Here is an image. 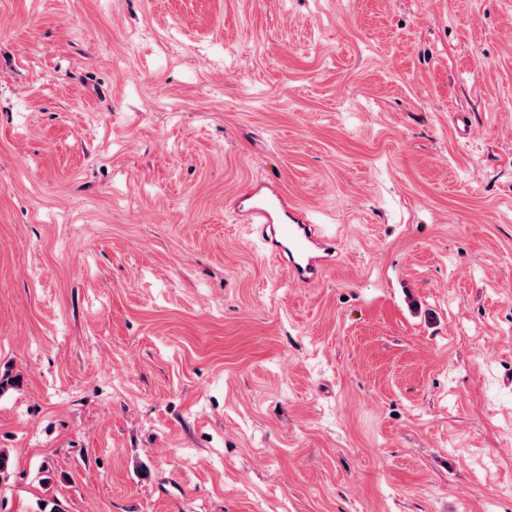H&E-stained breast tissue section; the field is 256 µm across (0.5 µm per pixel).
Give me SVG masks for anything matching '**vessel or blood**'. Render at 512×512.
I'll return each mask as SVG.
<instances>
[{"mask_svg": "<svg viewBox=\"0 0 512 512\" xmlns=\"http://www.w3.org/2000/svg\"><path fill=\"white\" fill-rule=\"evenodd\" d=\"M236 211L240 223L261 225L266 254L284 266L293 281H317L324 265L334 256L333 238L292 206L275 186L253 188Z\"/></svg>", "mask_w": 512, "mask_h": 512, "instance_id": "1", "label": "vessel or blood"}]
</instances>
